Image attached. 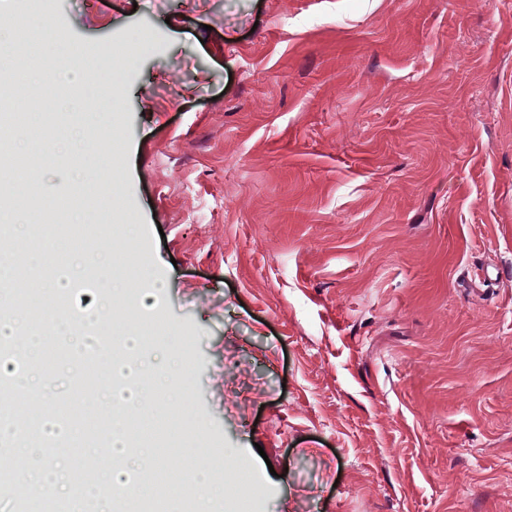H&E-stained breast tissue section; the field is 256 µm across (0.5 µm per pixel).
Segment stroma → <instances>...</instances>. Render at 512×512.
I'll use <instances>...</instances> for the list:
<instances>
[{"mask_svg": "<svg viewBox=\"0 0 512 512\" xmlns=\"http://www.w3.org/2000/svg\"><path fill=\"white\" fill-rule=\"evenodd\" d=\"M54 2L32 26L78 29L121 106L112 206L82 210L101 241L135 217L112 315L167 332L144 386L189 387L135 410L163 470L230 512H512V0ZM79 120L38 133L51 210L95 170ZM22 241L41 314H93L96 250ZM60 253L88 285L50 301ZM58 346L72 413L98 391Z\"/></svg>", "mask_w": 512, "mask_h": 512, "instance_id": "35a3bbf8", "label": "stroma"}]
</instances>
